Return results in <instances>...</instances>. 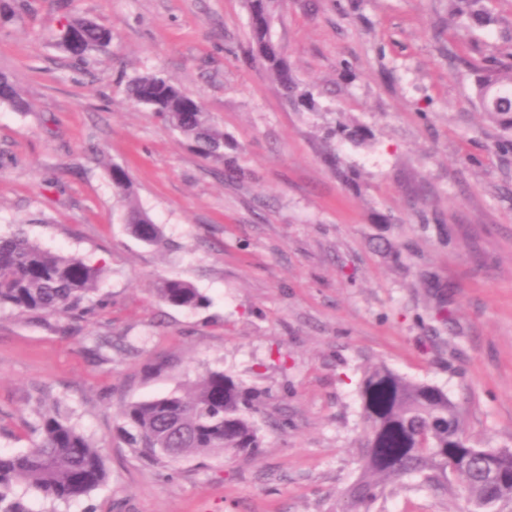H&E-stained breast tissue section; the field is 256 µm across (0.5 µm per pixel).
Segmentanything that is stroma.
Listing matches in <instances>:
<instances>
[{
	"instance_id": "35a3bbf8",
	"label": "stroma",
	"mask_w": 512,
	"mask_h": 512,
	"mask_svg": "<svg viewBox=\"0 0 512 512\" xmlns=\"http://www.w3.org/2000/svg\"><path fill=\"white\" fill-rule=\"evenodd\" d=\"M8 2L0 73L31 108L0 105V235L103 268L88 314L0 310V454L57 402L109 473L67 503L24 494L29 512H336L358 475L359 382L380 363L447 391L473 441L512 448V152L473 104L477 70L512 64V0H481L494 21L465 37L448 0H279L275 36L316 112L251 58L245 0ZM76 17L111 47L69 58L57 36ZM154 72L200 97L223 155L128 99ZM339 123L374 137L327 141ZM115 164L163 247L129 234ZM163 278L205 304L159 302ZM209 371L259 392L258 454L162 468L115 439L124 404ZM384 507L469 509L406 481Z\"/></svg>"
}]
</instances>
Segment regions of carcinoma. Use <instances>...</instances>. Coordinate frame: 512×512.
<instances>
[{
	"instance_id": "obj_1",
	"label": "carcinoma",
	"mask_w": 512,
	"mask_h": 512,
	"mask_svg": "<svg viewBox=\"0 0 512 512\" xmlns=\"http://www.w3.org/2000/svg\"><path fill=\"white\" fill-rule=\"evenodd\" d=\"M449 2L459 29L491 22L480 9L466 11L460 0ZM247 10L253 57L263 62L297 111H317L313 93L300 87L284 53L275 50V0H247ZM67 28L78 33L80 42L73 45L61 38L59 44L76 61L112 43V32L94 21L73 19ZM128 96L158 113L199 155L210 157L224 150V132L201 101L170 78L140 75L129 84ZM475 99L480 111L511 133L512 65L478 76ZM0 104L16 112L30 108L4 73H0ZM327 138L361 145L372 139V133L339 124L328 129ZM110 177L130 234L144 244L163 245L162 228L138 203L128 172L114 165ZM100 278L101 269L82 257L48 251L21 230L0 235V308L48 318L64 316L97 291ZM155 293L173 307L195 308L205 302L196 288L182 280L162 279ZM358 397L359 474L341 494L336 512H371L375 503L387 498L388 485L403 479L416 487L434 483L461 493L472 512H504L512 505V448H482L473 442L459 407L442 388L380 364L364 373ZM256 410L252 389L230 375L210 371L185 395L174 392L123 406L116 437L141 458L163 466L220 452L255 454L263 447L253 420ZM33 433L35 439L26 452L0 455V512H28L21 501L8 497L14 486L66 503L108 480L102 448L58 410H39Z\"/></svg>"
}]
</instances>
